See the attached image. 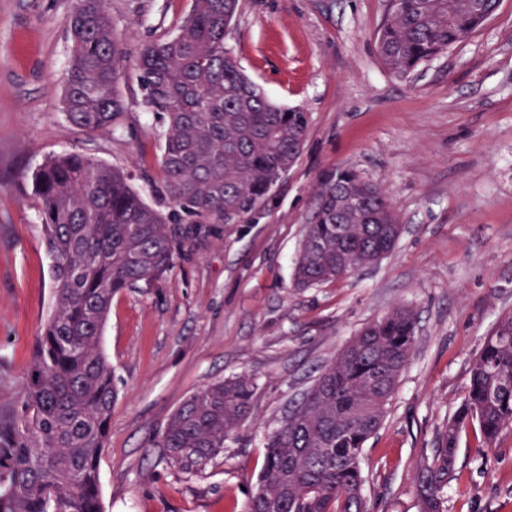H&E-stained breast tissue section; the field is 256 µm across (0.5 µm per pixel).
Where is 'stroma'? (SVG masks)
Returning <instances> with one entry per match:
<instances>
[{"mask_svg": "<svg viewBox=\"0 0 512 512\" xmlns=\"http://www.w3.org/2000/svg\"><path fill=\"white\" fill-rule=\"evenodd\" d=\"M192 0H108L128 52L174 33ZM74 0H0V358L21 381L54 300L32 174L78 152L133 175L155 203L164 126L119 79L126 112L89 134L63 88ZM390 0H239L224 41L276 105L309 116L302 153L240 223L175 257L161 280L117 293L102 332L118 397L98 469L101 512H241L284 412L369 321L402 306L415 350L367 443L370 512H419L416 472L462 404L498 316L512 312V0L463 42L398 76L376 35ZM379 184L402 226L358 274L293 284L321 173ZM248 373L251 416L204 470L184 473L155 443L193 392ZM447 512H512V428L485 446L461 434Z\"/></svg>", "mask_w": 512, "mask_h": 512, "instance_id": "obj_1", "label": "stroma"}]
</instances>
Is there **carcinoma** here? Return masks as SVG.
<instances>
[{"label": "carcinoma", "instance_id": "1", "mask_svg": "<svg viewBox=\"0 0 512 512\" xmlns=\"http://www.w3.org/2000/svg\"><path fill=\"white\" fill-rule=\"evenodd\" d=\"M500 0H393L378 36L392 73L468 37ZM238 0H192L171 35L144 43L134 67L142 100L161 116L162 195L154 208L128 173L85 154L51 157L34 173L53 261L52 313L20 383L0 365V512H101L98 462L116 392L101 337L112 297L162 277L177 254L253 211L300 154L308 116L272 104L237 67L224 39ZM65 77L68 119L86 133L125 113L118 80L129 61L107 0H74ZM316 208L294 268L297 288L349 277L388 255L400 224L384 190L351 168L320 175ZM192 217L181 223L179 212ZM416 343V318L393 308L367 323L268 438L244 512H368L361 458ZM256 392L240 374L190 395L156 447L189 474L224 450ZM487 446L512 426V314L499 318L472 363L467 396L417 472L420 512H445L462 430Z\"/></svg>", "mask_w": 512, "mask_h": 512}]
</instances>
